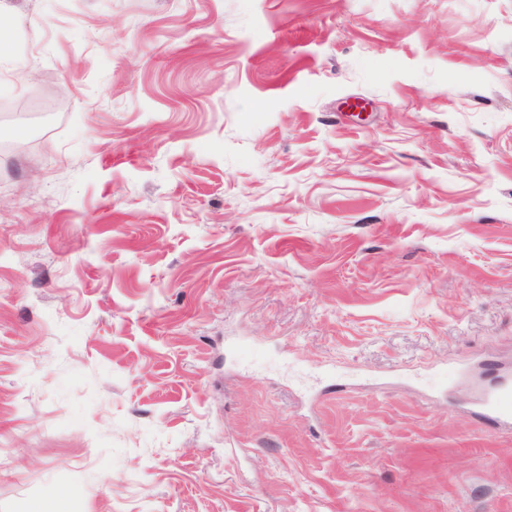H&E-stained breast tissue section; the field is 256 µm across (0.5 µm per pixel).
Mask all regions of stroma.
<instances>
[{"mask_svg":"<svg viewBox=\"0 0 512 512\" xmlns=\"http://www.w3.org/2000/svg\"><path fill=\"white\" fill-rule=\"evenodd\" d=\"M0 512H512V0H0ZM480 413L499 422H512V378L498 377L495 382L483 389L476 400Z\"/></svg>","mask_w":512,"mask_h":512,"instance_id":"1","label":"stroma"}]
</instances>
